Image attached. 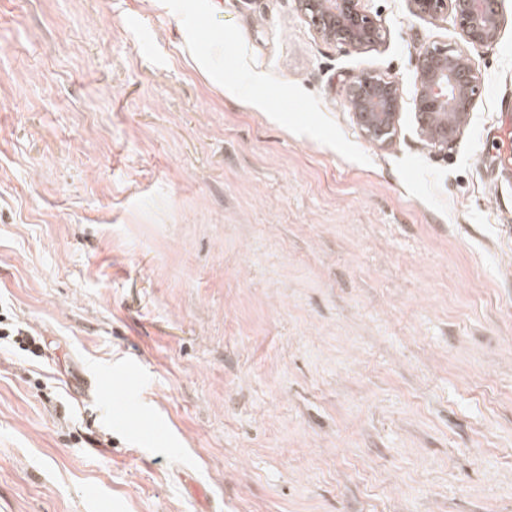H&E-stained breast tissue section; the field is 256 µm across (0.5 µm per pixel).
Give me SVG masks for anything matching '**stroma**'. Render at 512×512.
<instances>
[{
	"instance_id": "35a3bbf8",
	"label": "stroma",
	"mask_w": 512,
	"mask_h": 512,
	"mask_svg": "<svg viewBox=\"0 0 512 512\" xmlns=\"http://www.w3.org/2000/svg\"><path fill=\"white\" fill-rule=\"evenodd\" d=\"M365 8L0 0V512H512V0ZM432 45L469 125L378 144L348 83ZM319 36L360 52L382 40L383 29L365 9V0H297ZM419 15H453L463 40L473 46L496 43L504 27V17L497 0H408Z\"/></svg>"
}]
</instances>
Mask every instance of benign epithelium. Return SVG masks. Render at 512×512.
Segmentation results:
<instances>
[{"label": "benign epithelium", "mask_w": 512, "mask_h": 512, "mask_svg": "<svg viewBox=\"0 0 512 512\" xmlns=\"http://www.w3.org/2000/svg\"><path fill=\"white\" fill-rule=\"evenodd\" d=\"M365 0H297L319 36L360 52L382 40L383 29L365 9ZM419 15L451 13L463 40L474 46L496 43L504 27L498 0H408ZM413 98L420 132L428 145L446 152L469 122L479 92L470 59L446 47H426L419 56ZM347 106L357 125L376 142L392 140L399 129L398 86L376 74H365L349 85Z\"/></svg>", "instance_id": "benign-epithelium-1"}]
</instances>
